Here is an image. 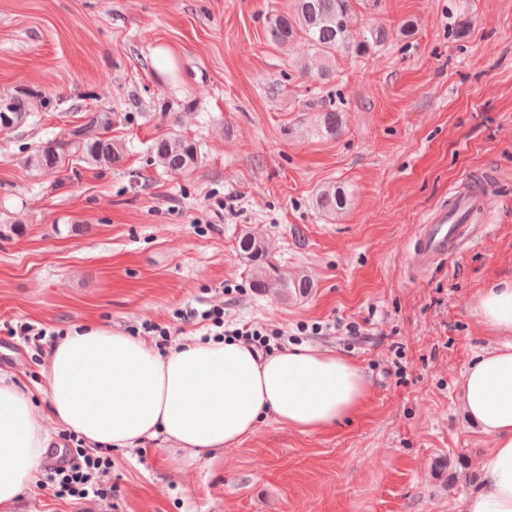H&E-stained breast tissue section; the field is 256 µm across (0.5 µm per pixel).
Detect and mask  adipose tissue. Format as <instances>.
<instances>
[{
  "label": "adipose tissue",
  "instance_id": "ef3b65f1",
  "mask_svg": "<svg viewBox=\"0 0 512 512\" xmlns=\"http://www.w3.org/2000/svg\"><path fill=\"white\" fill-rule=\"evenodd\" d=\"M473 314L493 342L471 361L458 394L493 445L462 512H512V279L482 288ZM42 375L44 412L0 372V512L29 486L53 425L95 448H131L161 435L200 458L241 444L269 416L302 433L332 428L370 390L357 364L328 349L263 355L234 339L187 336L161 353L100 325H77L57 339Z\"/></svg>",
  "mask_w": 512,
  "mask_h": 512
}]
</instances>
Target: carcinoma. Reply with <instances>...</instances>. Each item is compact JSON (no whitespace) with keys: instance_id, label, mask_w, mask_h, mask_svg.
<instances>
[{"instance_id":"carcinoma-1","label":"carcinoma","mask_w":512,"mask_h":512,"mask_svg":"<svg viewBox=\"0 0 512 512\" xmlns=\"http://www.w3.org/2000/svg\"><path fill=\"white\" fill-rule=\"evenodd\" d=\"M375 7L378 0H293L292 7L272 14L266 21L267 40L286 48L302 38L321 61L318 78L330 77L329 62L338 53L364 56L381 47L386 34L380 29H370L358 37L354 33L357 19L355 4ZM33 103L22 97L0 98V126L15 128L26 123L32 115ZM111 123L110 115L97 113L73 131L72 138L53 140L29 159L32 167L45 172L63 171L72 153H81L87 161L100 166H111L123 159L122 146L99 133ZM341 131L339 114L334 109L321 107L314 126V133L321 138H334ZM157 164L166 169L189 171L200 159L197 142L187 137H165L151 145ZM351 200L349 188L343 183L325 186L317 196V204L329 213H341ZM240 252L254 263L253 287L269 291L284 300L300 297L309 291L307 281L288 276L270 263L263 243L246 234L239 238Z\"/></svg>"}]
</instances>
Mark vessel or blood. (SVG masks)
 <instances>
[{"label":"vessel or blood","mask_w":512,"mask_h":512,"mask_svg":"<svg viewBox=\"0 0 512 512\" xmlns=\"http://www.w3.org/2000/svg\"><path fill=\"white\" fill-rule=\"evenodd\" d=\"M486 206L485 189L459 193L453 206H440L431 211L411 241L410 254L416 268L425 269L446 259L449 252L474 241L472 220Z\"/></svg>","instance_id":"vessel-or-blood-1"}]
</instances>
